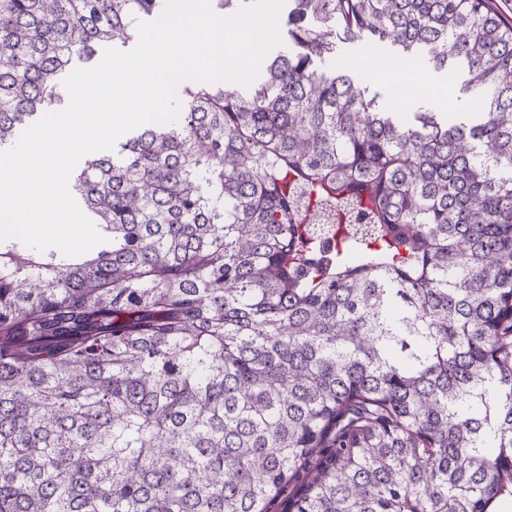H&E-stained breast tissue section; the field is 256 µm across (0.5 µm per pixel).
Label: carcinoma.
<instances>
[{
  "instance_id": "cac0c4a2",
  "label": "carcinoma",
  "mask_w": 512,
  "mask_h": 512,
  "mask_svg": "<svg viewBox=\"0 0 512 512\" xmlns=\"http://www.w3.org/2000/svg\"><path fill=\"white\" fill-rule=\"evenodd\" d=\"M164 2L0 0V149ZM282 12L247 93L186 86L78 163L90 256L0 241V512L512 499V24L490 0ZM363 38L466 66L481 111L401 122L337 59Z\"/></svg>"
}]
</instances>
